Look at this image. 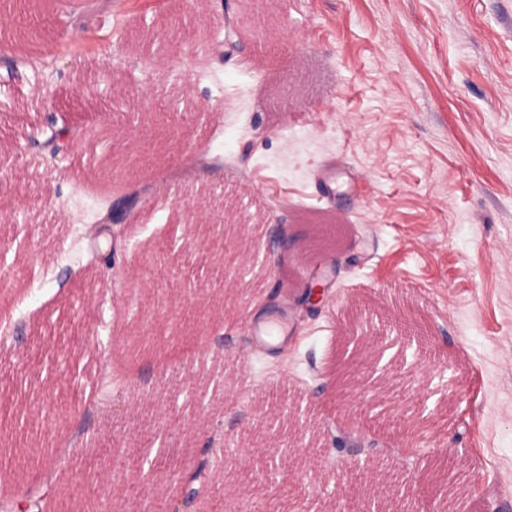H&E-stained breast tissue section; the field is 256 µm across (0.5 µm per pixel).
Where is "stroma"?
I'll list each match as a JSON object with an SVG mask.
<instances>
[{"label": "stroma", "mask_w": 512, "mask_h": 512, "mask_svg": "<svg viewBox=\"0 0 512 512\" xmlns=\"http://www.w3.org/2000/svg\"><path fill=\"white\" fill-rule=\"evenodd\" d=\"M62 3L1 15L6 31L40 29L21 43L37 70L0 64V331L26 333L0 345V442L24 453L9 478L38 481L27 454L80 430L107 444V464L93 497L80 458L55 466L66 512H138L146 498L167 512V475L204 451L212 481L252 490L223 512H436L446 472L468 512H512V0H275L265 35L249 0ZM220 17L228 43L200 52ZM86 78L93 93L77 96ZM57 111L78 148L31 149ZM331 168L327 217L348 220L349 239L315 307L297 299L320 254L283 278L276 249L218 267L188 249L191 199L235 236L283 219L315 238L293 201L321 194ZM132 192L111 263L92 262L76 228ZM284 287L296 302L276 355L251 344L248 307ZM215 294L201 342L160 337L127 361L123 337ZM352 304L372 343L359 378L393 389L369 413L341 412L327 367ZM222 333V365L204 364L205 337ZM91 337L129 375L112 415L86 423ZM333 435L363 454L326 448Z\"/></svg>", "instance_id": "1"}]
</instances>
